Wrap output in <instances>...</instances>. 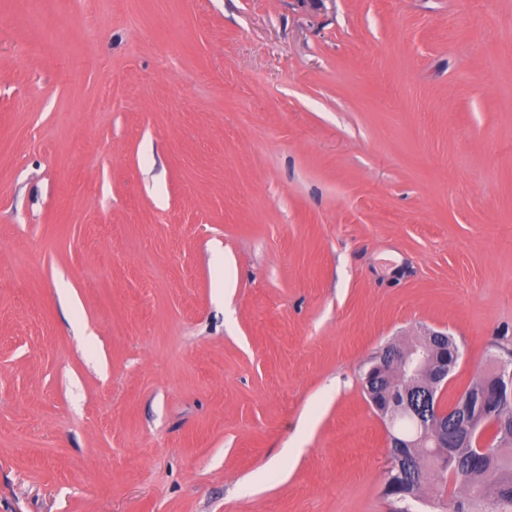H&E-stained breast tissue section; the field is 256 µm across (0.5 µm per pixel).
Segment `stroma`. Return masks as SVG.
I'll use <instances>...</instances> for the list:
<instances>
[{
	"label": "stroma",
	"mask_w": 512,
	"mask_h": 512,
	"mask_svg": "<svg viewBox=\"0 0 512 512\" xmlns=\"http://www.w3.org/2000/svg\"><path fill=\"white\" fill-rule=\"evenodd\" d=\"M428 330L512 348V0H0V512H393Z\"/></svg>",
	"instance_id": "stroma-1"
}]
</instances>
